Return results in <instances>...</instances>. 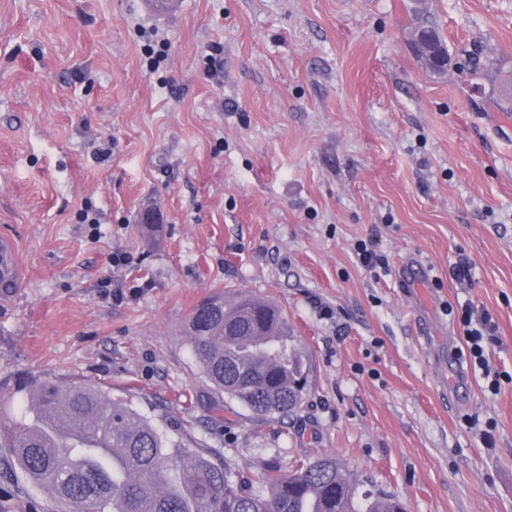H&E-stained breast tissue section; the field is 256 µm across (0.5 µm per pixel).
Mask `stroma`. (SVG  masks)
Masks as SVG:
<instances>
[{
	"label": "stroma",
	"instance_id": "1",
	"mask_svg": "<svg viewBox=\"0 0 512 512\" xmlns=\"http://www.w3.org/2000/svg\"><path fill=\"white\" fill-rule=\"evenodd\" d=\"M509 92L512 0H0V235L25 273L0 387L99 385L254 477L320 451L410 512H512V389L485 392L448 312L488 311L512 373ZM220 289L284 309L310 365L296 415L227 398L215 420L183 331ZM9 461L0 512H47Z\"/></svg>",
	"mask_w": 512,
	"mask_h": 512
}]
</instances>
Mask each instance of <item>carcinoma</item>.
Wrapping results in <instances>:
<instances>
[{
    "label": "carcinoma",
    "mask_w": 512,
    "mask_h": 512,
    "mask_svg": "<svg viewBox=\"0 0 512 512\" xmlns=\"http://www.w3.org/2000/svg\"><path fill=\"white\" fill-rule=\"evenodd\" d=\"M413 22L448 59L438 31ZM186 336L215 392L273 419L301 408L306 366L276 304L216 291L194 307ZM0 448L10 450L33 488L47 492L50 512H408L393 495L357 497L331 454L288 472L269 464L257 488L244 473L214 463L213 453L186 447L83 381L16 378L0 396Z\"/></svg>",
    "instance_id": "obj_1"
}]
</instances>
